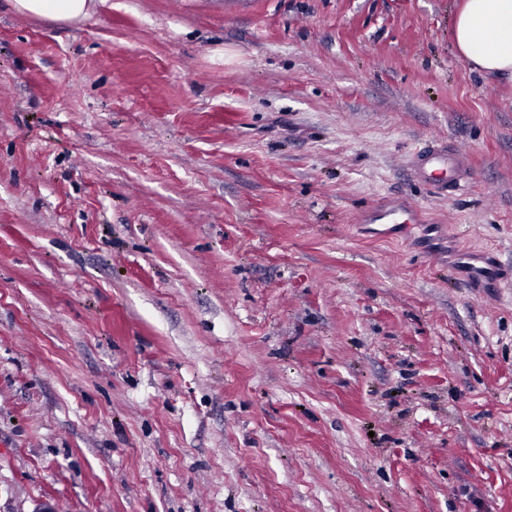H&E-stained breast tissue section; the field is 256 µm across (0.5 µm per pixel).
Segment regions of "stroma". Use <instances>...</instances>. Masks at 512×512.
<instances>
[{"mask_svg": "<svg viewBox=\"0 0 512 512\" xmlns=\"http://www.w3.org/2000/svg\"><path fill=\"white\" fill-rule=\"evenodd\" d=\"M460 5L0 0V512H512V283L451 263L512 274V84ZM23 13L55 21L79 18L87 13V0H13ZM414 171L425 181L446 190H463L470 178V158L467 152L448 143L446 146H424L417 151ZM436 173L445 177H436ZM371 219L373 220V222H377L379 224H392L390 228H393L395 226L407 228L411 224H419L420 222L418 210L409 203H403L402 205L399 206H392L377 210L376 212H374ZM388 229H384L381 231H387Z\"/></svg>", "mask_w": 512, "mask_h": 512, "instance_id": "stroma-1", "label": "stroma"}]
</instances>
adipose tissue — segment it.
Wrapping results in <instances>:
<instances>
[{"instance_id":"obj_1","label":"adipose tissue","mask_w":512,"mask_h":512,"mask_svg":"<svg viewBox=\"0 0 512 512\" xmlns=\"http://www.w3.org/2000/svg\"><path fill=\"white\" fill-rule=\"evenodd\" d=\"M23 13L55 21L87 13V0H14ZM458 56L486 79L512 83V0H464L452 20Z\"/></svg>"}]
</instances>
